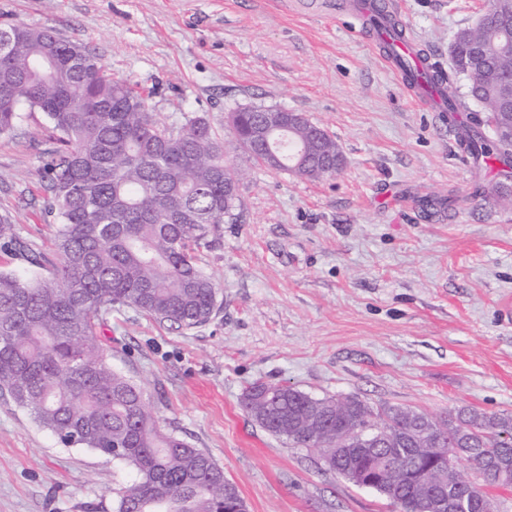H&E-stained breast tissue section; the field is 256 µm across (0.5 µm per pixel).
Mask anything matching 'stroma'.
Segmentation results:
<instances>
[{
    "label": "stroma",
    "instance_id": "1",
    "mask_svg": "<svg viewBox=\"0 0 512 512\" xmlns=\"http://www.w3.org/2000/svg\"><path fill=\"white\" fill-rule=\"evenodd\" d=\"M335 0H0V26L49 27L150 93L161 120L204 119L244 173L241 209L205 250L218 288L205 324L177 328L130 307L104 329L107 361L143 384L163 429L208 453L248 512H391L377 492L241 407L256 381L354 395L444 416L512 414V177L477 168L442 115L418 107ZM432 63L450 69L457 29L490 0H399ZM285 108L324 128L345 158L308 180L255 163L230 112ZM0 136V214L46 247L38 171L43 113ZM125 473L65 448L0 396V512H113Z\"/></svg>",
    "mask_w": 512,
    "mask_h": 512
}]
</instances>
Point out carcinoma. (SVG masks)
I'll return each mask as SVG.
<instances>
[{
    "instance_id": "obj_1",
    "label": "carcinoma",
    "mask_w": 512,
    "mask_h": 512,
    "mask_svg": "<svg viewBox=\"0 0 512 512\" xmlns=\"http://www.w3.org/2000/svg\"><path fill=\"white\" fill-rule=\"evenodd\" d=\"M386 34L398 23L368 4ZM11 48L0 53V135L12 132L20 108L42 112L54 147L41 170L43 214L54 227L56 262L20 237L0 215V250L47 277L0 272V394L25 409L64 447L112 457L128 479L112 489L113 512H247L237 485L207 453L166 432L149 409L146 390L105 357L101 336L112 308L133 307L170 324L193 328L215 311L217 291L200 265V250L237 219L242 174L224 163V140L202 118L169 125L151 112L148 97L114 78L101 58L49 27L14 24ZM490 15L454 34L451 75L467 81L466 98L481 108L463 122L461 139L476 165L496 161L512 173V143L483 131L500 112L512 82L508 50H491L484 70L458 61L471 41H487ZM53 56L57 75L37 64ZM90 78L76 81L70 63ZM271 108L231 112L237 143L275 171L318 180L341 151L332 137L317 139L288 115L268 127L267 139L246 133ZM243 409L271 435L317 451L326 470L376 491L398 512H424L425 498H466L471 512H499L490 487L512 486V415L460 409L444 418L397 406L373 407L355 396L316 398L291 386L255 382ZM372 437L368 443L366 437ZM458 449L455 461L479 469L470 485L458 468L434 458L436 444Z\"/></svg>"
}]
</instances>
